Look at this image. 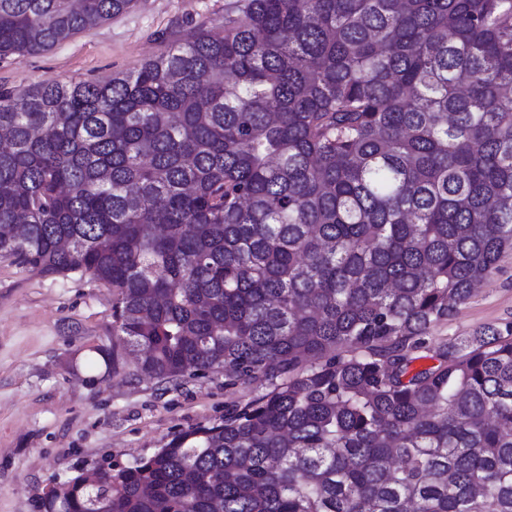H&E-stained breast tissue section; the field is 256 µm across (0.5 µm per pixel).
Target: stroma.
I'll list each match as a JSON object with an SVG mask.
<instances>
[{
	"mask_svg": "<svg viewBox=\"0 0 512 512\" xmlns=\"http://www.w3.org/2000/svg\"><path fill=\"white\" fill-rule=\"evenodd\" d=\"M234 0H137L127 13L33 56L0 60V88L20 91L45 81L99 83L218 26ZM108 285L78 274L42 275L0 257V512H41L51 486L112 457L133 466L178 432L223 415L232 399L260 384L224 387L217 372L178 386L145 377H105L84 365L90 348L112 345ZM512 323V250L487 284L434 341H455Z\"/></svg>",
	"mask_w": 512,
	"mask_h": 512,
	"instance_id": "obj_1",
	"label": "stroma"
}]
</instances>
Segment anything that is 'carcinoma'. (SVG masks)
<instances>
[{
	"label": "carcinoma",
	"mask_w": 512,
	"mask_h": 512,
	"mask_svg": "<svg viewBox=\"0 0 512 512\" xmlns=\"http://www.w3.org/2000/svg\"><path fill=\"white\" fill-rule=\"evenodd\" d=\"M134 3L0 0V59ZM0 138V256L112 287L90 364L266 383L43 512H512V325L429 341L512 249V0H236Z\"/></svg>",
	"instance_id": "cac0c4a2"
}]
</instances>
